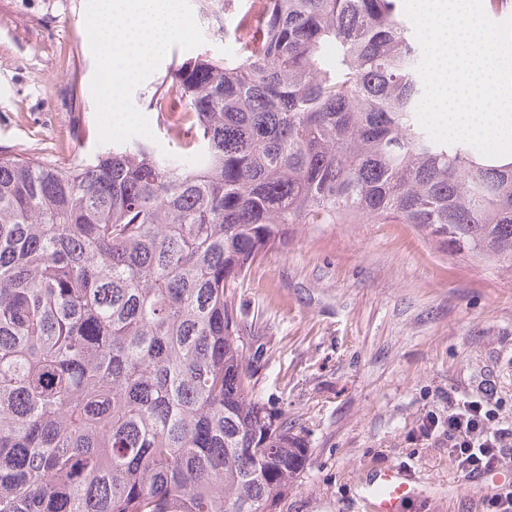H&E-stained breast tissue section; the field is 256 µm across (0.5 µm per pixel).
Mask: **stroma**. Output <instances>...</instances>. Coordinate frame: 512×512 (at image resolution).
<instances>
[{
    "label": "stroma",
    "mask_w": 512,
    "mask_h": 512,
    "mask_svg": "<svg viewBox=\"0 0 512 512\" xmlns=\"http://www.w3.org/2000/svg\"><path fill=\"white\" fill-rule=\"evenodd\" d=\"M87 0H0V147L65 166L99 152ZM206 43L171 48L135 88L152 146L169 152L156 100L186 60L234 55L224 0H190ZM78 139H70V130ZM253 393L288 419L309 462L281 512H361L379 469L415 473L401 512H485L512 465L465 489L443 438L449 398L493 391L512 416V269L444 252L410 224H299L235 291Z\"/></svg>",
    "instance_id": "1"
}]
</instances>
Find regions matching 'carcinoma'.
<instances>
[{
  "mask_svg": "<svg viewBox=\"0 0 512 512\" xmlns=\"http://www.w3.org/2000/svg\"><path fill=\"white\" fill-rule=\"evenodd\" d=\"M172 76L174 153L0 150V512H278L309 459L233 294L294 224H412L512 268V160L419 125L403 0H261Z\"/></svg>",
  "mask_w": 512,
  "mask_h": 512,
  "instance_id": "cac0c4a2",
  "label": "carcinoma"
}]
</instances>
